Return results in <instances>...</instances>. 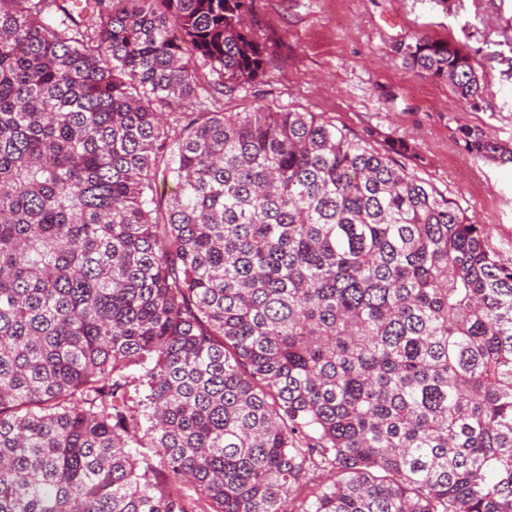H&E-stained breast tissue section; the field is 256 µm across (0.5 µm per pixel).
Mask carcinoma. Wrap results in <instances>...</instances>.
Returning a JSON list of instances; mask_svg holds the SVG:
<instances>
[{"label": "carcinoma", "mask_w": 512, "mask_h": 512, "mask_svg": "<svg viewBox=\"0 0 512 512\" xmlns=\"http://www.w3.org/2000/svg\"><path fill=\"white\" fill-rule=\"evenodd\" d=\"M251 3L0 0V512H512V263L405 144L216 107Z\"/></svg>", "instance_id": "obj_1"}]
</instances>
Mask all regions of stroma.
Wrapping results in <instances>:
<instances>
[{
	"mask_svg": "<svg viewBox=\"0 0 512 512\" xmlns=\"http://www.w3.org/2000/svg\"><path fill=\"white\" fill-rule=\"evenodd\" d=\"M248 22L268 46L260 80L221 97L228 112L257 106L313 112L368 146L402 141L396 161L455 199L487 245L512 260V161L467 152L463 128L512 150V0H254ZM460 42L483 73L479 107L447 83L407 70L395 47L417 33Z\"/></svg>",
	"mask_w": 512,
	"mask_h": 512,
	"instance_id": "obj_1",
	"label": "stroma"
}]
</instances>
